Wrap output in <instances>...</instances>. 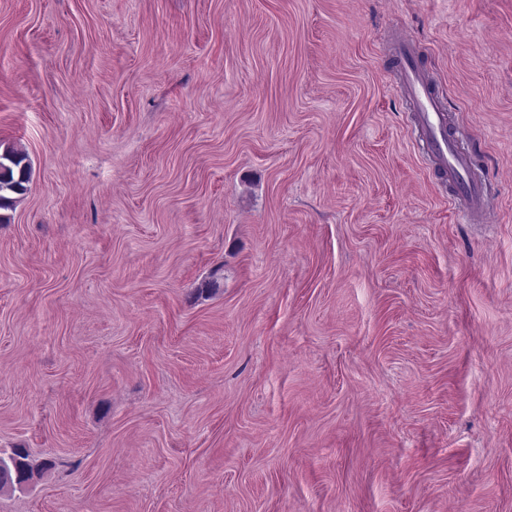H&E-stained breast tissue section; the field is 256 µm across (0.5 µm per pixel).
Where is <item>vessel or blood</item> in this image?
Masks as SVG:
<instances>
[{"mask_svg": "<svg viewBox=\"0 0 512 512\" xmlns=\"http://www.w3.org/2000/svg\"><path fill=\"white\" fill-rule=\"evenodd\" d=\"M396 52L401 62L404 96L415 112L416 125L426 137L434 163L448 175L452 204L470 221H484L498 208L495 193L485 177L475 172L469 151L449 137L443 102L433 94L428 76L415 64L409 44L399 43Z\"/></svg>", "mask_w": 512, "mask_h": 512, "instance_id": "b4317fda", "label": "vessel or blood"}]
</instances>
